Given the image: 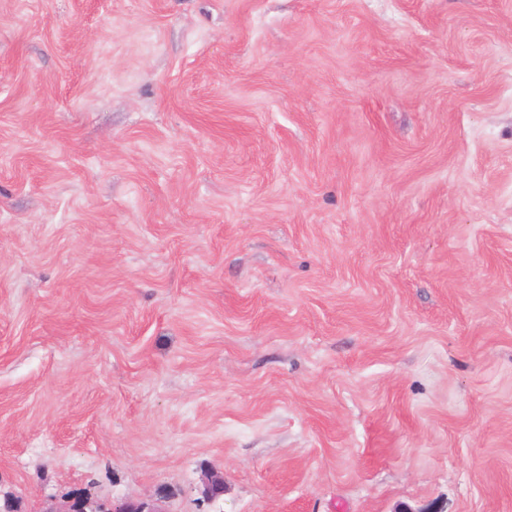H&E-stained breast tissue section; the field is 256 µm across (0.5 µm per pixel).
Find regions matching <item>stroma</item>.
Listing matches in <instances>:
<instances>
[{
    "label": "stroma",
    "mask_w": 512,
    "mask_h": 512,
    "mask_svg": "<svg viewBox=\"0 0 512 512\" xmlns=\"http://www.w3.org/2000/svg\"><path fill=\"white\" fill-rule=\"evenodd\" d=\"M75 488L512 512V0H0V489ZM203 498L215 500L217 495L224 494V472L222 469L212 468L203 472L201 478Z\"/></svg>",
    "instance_id": "35a3bbf8"
}]
</instances>
